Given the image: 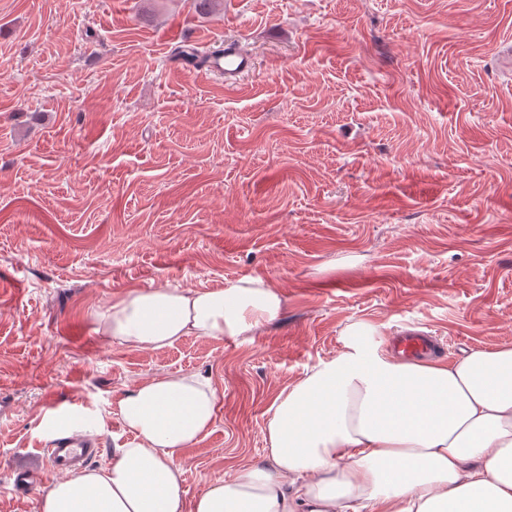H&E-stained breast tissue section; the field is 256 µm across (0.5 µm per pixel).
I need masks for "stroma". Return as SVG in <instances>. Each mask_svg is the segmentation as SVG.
Listing matches in <instances>:
<instances>
[{
    "label": "stroma",
    "mask_w": 512,
    "mask_h": 512,
    "mask_svg": "<svg viewBox=\"0 0 512 512\" xmlns=\"http://www.w3.org/2000/svg\"><path fill=\"white\" fill-rule=\"evenodd\" d=\"M239 37L242 87L186 34ZM512 0H0V512H37L60 414L132 441L118 402L208 377L186 501L264 455L276 395L345 330L512 343ZM278 287L282 319L162 350L99 332L132 288ZM37 471L32 486L17 472ZM223 53L224 55L209 59L205 67L210 72L224 75L225 86L233 88L238 85L242 74L249 71L252 67V57L240 50L238 42L225 41L224 49L223 45H220L213 48L210 54L205 56L197 54L195 50L188 53L184 49H177L174 55L198 67L205 65L210 55H220Z\"/></svg>",
    "instance_id": "35a3bbf8"
}]
</instances>
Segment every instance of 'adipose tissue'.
Here are the masks:
<instances>
[{"label": "adipose tissue", "instance_id": "ef3b65f1", "mask_svg": "<svg viewBox=\"0 0 512 512\" xmlns=\"http://www.w3.org/2000/svg\"><path fill=\"white\" fill-rule=\"evenodd\" d=\"M272 285L132 289L103 324L158 350L186 336L252 335L283 315ZM351 327L345 349L270 407L266 453L186 503L182 452L209 432L217 392L198 375L144 380L119 402L135 444L41 494L38 512H512V343L454 362H406Z\"/></svg>", "mask_w": 512, "mask_h": 512}]
</instances>
